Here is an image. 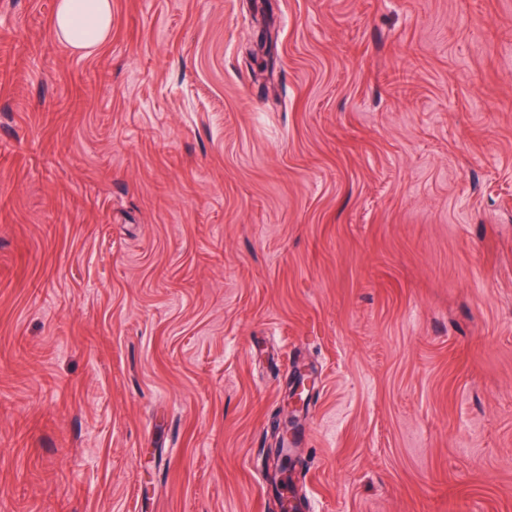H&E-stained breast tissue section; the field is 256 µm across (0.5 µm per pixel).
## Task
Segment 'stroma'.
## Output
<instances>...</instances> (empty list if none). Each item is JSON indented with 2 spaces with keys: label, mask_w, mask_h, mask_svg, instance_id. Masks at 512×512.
<instances>
[{
  "label": "stroma",
  "mask_w": 512,
  "mask_h": 512,
  "mask_svg": "<svg viewBox=\"0 0 512 512\" xmlns=\"http://www.w3.org/2000/svg\"><path fill=\"white\" fill-rule=\"evenodd\" d=\"M0 0V512H512V0ZM83 2L91 6L84 8ZM53 24L72 49L92 51L111 34L112 0H59Z\"/></svg>",
  "instance_id": "obj_1"
}]
</instances>
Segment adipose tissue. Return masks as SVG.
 I'll return each mask as SVG.
<instances>
[{
	"instance_id": "obj_1",
	"label": "adipose tissue",
	"mask_w": 512,
	"mask_h": 512,
	"mask_svg": "<svg viewBox=\"0 0 512 512\" xmlns=\"http://www.w3.org/2000/svg\"><path fill=\"white\" fill-rule=\"evenodd\" d=\"M53 24L74 50H94L111 34L112 0H59Z\"/></svg>"
}]
</instances>
